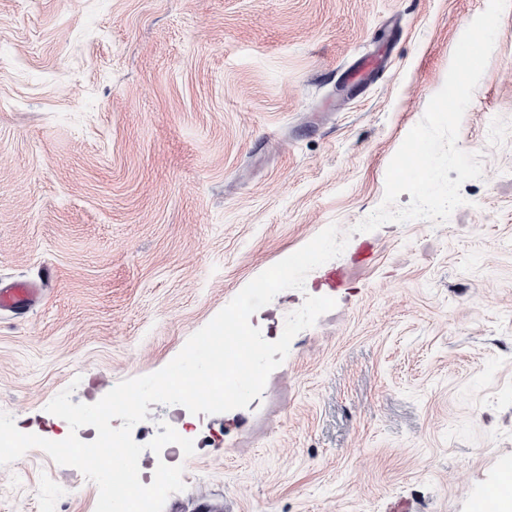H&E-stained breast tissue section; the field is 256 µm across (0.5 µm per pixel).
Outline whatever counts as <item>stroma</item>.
I'll return each mask as SVG.
<instances>
[{
    "label": "stroma",
    "mask_w": 512,
    "mask_h": 512,
    "mask_svg": "<svg viewBox=\"0 0 512 512\" xmlns=\"http://www.w3.org/2000/svg\"><path fill=\"white\" fill-rule=\"evenodd\" d=\"M488 0H0V280L52 271L0 314V412L58 441L49 402L154 373L250 281L330 224L261 397L187 414L163 512H479L512 483V5L462 118L482 156L447 222L353 227ZM371 243V260L354 255ZM346 267L343 287L325 269ZM39 448L0 466V512H95Z\"/></svg>",
    "instance_id": "1"
}]
</instances>
